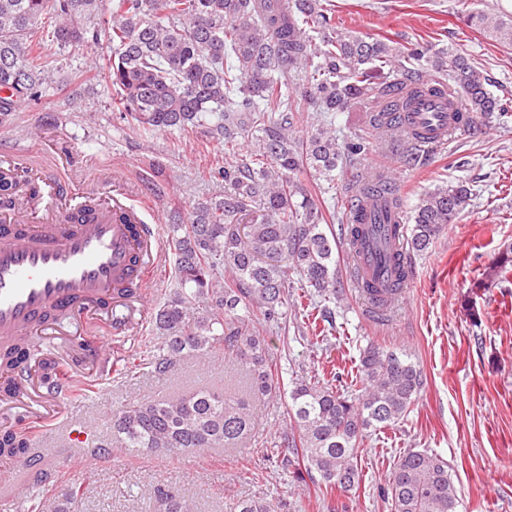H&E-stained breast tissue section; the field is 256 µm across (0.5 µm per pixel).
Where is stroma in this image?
Segmentation results:
<instances>
[{
	"mask_svg": "<svg viewBox=\"0 0 512 512\" xmlns=\"http://www.w3.org/2000/svg\"><path fill=\"white\" fill-rule=\"evenodd\" d=\"M472 10L512 17V0H331L337 28L407 47H456L477 61L489 90L512 103V47L468 26ZM44 53L59 68L62 82L39 104L0 125V151L25 147L31 162L47 174L103 191L118 181L136 185L164 239L170 225L187 222L194 200L223 193V184L208 176L224 159L223 141L203 127L189 132L132 128L116 110L111 85L84 77L104 67L103 51H62L48 44ZM370 120L362 103L336 113L337 135H363L368 148L338 168L334 183L307 170L297 175L328 227L344 223L348 196L380 169L394 179L405 211L446 182L470 187L472 200L426 252L413 254L414 274L386 317L369 315L341 247L336 252L341 298L330 306L324 338L313 335L308 300L295 288L288 298L286 333L268 337L273 366L285 386L302 376L336 374L355 381L360 352L371 342L406 353L420 365L424 386L410 411L367 438L358 489L325 495L270 465L266 451L289 423L288 400L282 397L256 411L239 450L214 448L201 456L116 453L109 462L79 470L61 458L57 486L82 482V512H157L150 491L162 483L181 487L196 512H229L234 501L249 497L278 503V512H390L377 487L394 460L410 450L447 460L462 512H512V280L489 285L483 276L499 251L512 246V111L477 118L438 147L374 130ZM90 336L111 337V368L86 363L82 378L97 382V389L79 391L68 401L67 418L45 431L42 447H63L69 421L91 424L102 434L113 410L126 400L165 397L220 381L224 374L223 364L190 358L168 377H155L140 365L160 346L151 325L114 337L106 321L89 319L71 341Z\"/></svg>",
	"mask_w": 512,
	"mask_h": 512,
	"instance_id": "1",
	"label": "stroma"
}]
</instances>
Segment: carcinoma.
<instances>
[{"label": "carcinoma", "mask_w": 512, "mask_h": 512, "mask_svg": "<svg viewBox=\"0 0 512 512\" xmlns=\"http://www.w3.org/2000/svg\"><path fill=\"white\" fill-rule=\"evenodd\" d=\"M98 0H0V119L38 101L60 83L49 67L43 45L61 49L89 43L107 50L102 78L119 97L117 110L138 128L186 131L211 117V133L224 145L255 139V149L241 162L214 167L210 179L225 184L224 195L192 204L187 224L169 228L179 288L153 317L162 353L154 372L166 374L186 357L220 354L224 366L245 374V395L226 381L224 387L201 385L163 399L132 403L112 413L101 447L128 454H201L212 448H235L247 438L253 412L280 392L265 336L253 319L277 328L288 305L291 273L326 317L322 303L338 298L335 232L327 231L310 191L293 179L302 168L332 181L343 161L364 153L366 141L336 137L318 123L307 139L292 129L299 101L311 100L317 111L343 112L361 99L379 108L374 128L387 129L386 112L398 106L407 86L424 81L406 67L425 61L433 72L428 86L448 93L466 112L491 116L507 104L486 87L485 77L454 48L428 55L424 47L407 48L381 39L368 41L333 26L321 0H111L110 17L101 27L84 25ZM468 22L512 46V17L474 10ZM322 30L321 43L311 29ZM233 64L224 66V58ZM396 75L378 80L377 72ZM237 90L231 96V90ZM31 181L15 168H0V203L14 202ZM361 193L393 194L389 185L367 179ZM466 186L443 184L425 192L404 234L406 251L423 252L454 224L470 202ZM512 274V248L499 253L485 271L486 280ZM411 277V267L396 259L394 279L382 289L367 282L365 299L383 307L397 303ZM26 347L0 353V368L19 367ZM52 356L39 360L41 381L58 378ZM360 386L299 379L288 390L289 427L268 456L293 470L296 479L319 488L349 493L359 486L358 457L368 430L402 420L417 401L420 368L402 353L370 344L360 351ZM27 432L16 426L0 430V456L24 460ZM158 484L153 497L160 512H191L185 494H169ZM391 512H458L460 499L448 462L423 451H408L393 463L383 488ZM83 488L73 483L62 499L28 497V512H79ZM275 505L255 499L237 501L231 512H274Z\"/></svg>", "instance_id": "obj_1"}]
</instances>
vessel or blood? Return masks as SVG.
<instances>
[{"label":"vessel or blood","instance_id":"1","mask_svg":"<svg viewBox=\"0 0 512 512\" xmlns=\"http://www.w3.org/2000/svg\"><path fill=\"white\" fill-rule=\"evenodd\" d=\"M473 121L460 104L416 92L393 116V127L424 145H442L453 132ZM30 170L35 198L0 209V344L33 341L34 337L61 338L58 315L75 321L104 316L114 333L130 326L145 327L147 309L136 321L118 288L128 278L149 284L161 265L162 241L135 199L124 193L61 191L57 182ZM374 242L351 252L354 283L379 274ZM24 395L0 394V410L21 409L32 439H39L59 419L72 392L70 378L54 386L33 385L24 371ZM53 469L46 449L31 448L29 460L0 478V497L15 498L34 484L38 473Z\"/></svg>","mask_w":512,"mask_h":512}]
</instances>
